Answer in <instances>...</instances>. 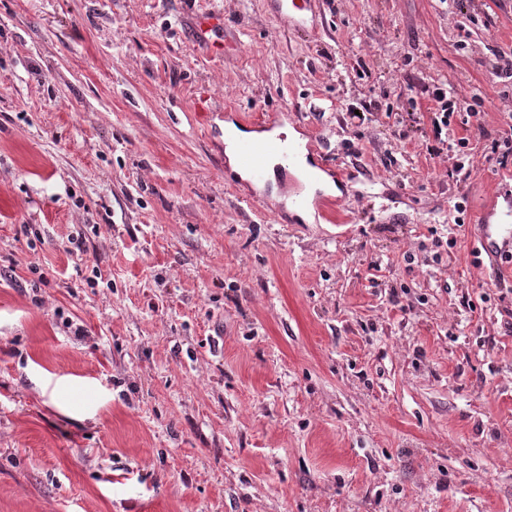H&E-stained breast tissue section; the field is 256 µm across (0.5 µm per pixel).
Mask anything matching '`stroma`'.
<instances>
[{
    "mask_svg": "<svg viewBox=\"0 0 512 512\" xmlns=\"http://www.w3.org/2000/svg\"><path fill=\"white\" fill-rule=\"evenodd\" d=\"M214 12L226 32L193 38ZM317 15L0 0V512H512V264L473 255L506 172L395 119L445 83L512 123V0ZM283 111L355 171L339 222L274 217L277 181L258 205L225 173V113Z\"/></svg>",
    "mask_w": 512,
    "mask_h": 512,
    "instance_id": "35a3bbf8",
    "label": "stroma"
}]
</instances>
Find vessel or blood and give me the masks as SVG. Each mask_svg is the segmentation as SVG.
Here are the masks:
<instances>
[{"instance_id": "obj_1", "label": "vessel or blood", "mask_w": 512, "mask_h": 512, "mask_svg": "<svg viewBox=\"0 0 512 512\" xmlns=\"http://www.w3.org/2000/svg\"><path fill=\"white\" fill-rule=\"evenodd\" d=\"M270 14L293 30L307 27L310 13L316 0H264ZM282 122L281 115L275 114L257 124L260 136L243 139L236 143L234 153L245 184L250 189L249 201L263 202L265 188L271 177H278L281 186V200L277 213L298 214L312 210L326 221H333L334 208L340 203V196L322 191H309V182L320 174H328L338 183L344 184L350 178L346 170L334 166L332 161L319 154L310 135L291 140L277 134ZM512 217V194L503 193L499 207L483 211L477 226L480 249L490 259L512 258V229L506 221Z\"/></svg>"}]
</instances>
